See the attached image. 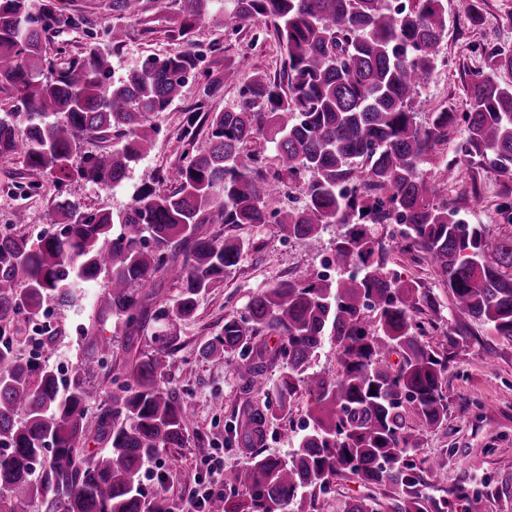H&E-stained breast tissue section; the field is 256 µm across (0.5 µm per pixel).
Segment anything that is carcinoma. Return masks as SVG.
<instances>
[{"label": "carcinoma", "mask_w": 512, "mask_h": 512, "mask_svg": "<svg viewBox=\"0 0 512 512\" xmlns=\"http://www.w3.org/2000/svg\"><path fill=\"white\" fill-rule=\"evenodd\" d=\"M211 0H183L175 21L188 41L209 21ZM237 22L273 27L283 53L279 75L256 72L241 99L208 113V146L195 147L185 128L178 185L151 184L119 210L72 212L60 205L55 229L35 239L0 236V335L21 334L41 319L45 303L70 302L77 288L109 279L105 312L130 330L151 319L168 327L194 314L200 294L217 287L240 262L244 243L199 234L202 224H267L303 245L317 243L326 224L341 228L335 261L350 270L332 279L316 273L257 292L246 314L224 319L223 333L203 352L239 353L243 389L266 395L233 420L230 442L251 451L231 493L210 512H318L333 486L358 484L341 512H448L470 498L465 486L433 483L442 461L412 458L424 433L448 419L443 395L448 347L433 348L428 329L442 320L431 288L387 276L393 253L428 261L451 293L453 317L473 318L512 340V235L494 237L469 224L460 207L436 201L421 167L448 142L456 115L444 108L417 122L415 100L430 80L448 29L442 0H226ZM142 0H112V10L137 16ZM75 27L72 17L32 0H0V157L24 158L28 186L53 178L116 184L154 147L150 115L179 96L199 56L186 50L147 56L115 74L108 55L89 46L46 70L43 35ZM486 70L468 87L466 136L454 165L470 180L491 170L503 180L498 212L512 224V53L486 52ZM262 138L276 165L250 149ZM110 146L90 155L92 142ZM81 164L74 166V157ZM294 183L302 205L269 210L280 186ZM396 224L390 242L373 225ZM183 256L178 265L175 255ZM160 272L178 283L173 305L149 311L141 288ZM277 341L269 345V338ZM336 343V377L310 372L325 340ZM131 362L123 396L102 416L97 436L107 453L78 455L93 365L76 366L60 392L56 370L12 344L0 345V512L47 501L49 512H144L146 462L182 445L194 411L158 386L173 337ZM282 366L268 394L270 365ZM375 394H370V391ZM309 396L307 420L291 457L262 454L269 424L291 418L293 402Z\"/></svg>", "instance_id": "cac0c4a2"}]
</instances>
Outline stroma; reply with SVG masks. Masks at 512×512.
Listing matches in <instances>:
<instances>
[{
  "label": "stroma",
  "mask_w": 512,
  "mask_h": 512,
  "mask_svg": "<svg viewBox=\"0 0 512 512\" xmlns=\"http://www.w3.org/2000/svg\"><path fill=\"white\" fill-rule=\"evenodd\" d=\"M50 3L53 10L79 18L78 27H60L45 35L49 53L65 49L67 56H78L88 44H96L109 54L117 73L137 68L143 58L166 56L194 47L203 54L204 70L223 71L233 66L236 82L220 85L206 100L205 112H198L202 75L189 78L182 93L166 111L155 113L152 121L158 133L153 152L129 169L118 185L105 186L72 181L62 185L46 182L41 188H29L21 156L0 158V234L37 237L50 231L63 201H71L78 210L102 208L120 210L130 205L143 184L168 190L175 186L183 151L182 133L195 125L198 147L207 145L206 112L221 111L240 99L243 87L254 72H279L283 57L277 41L265 25L227 21L218 27L207 22L196 29L193 45L174 36L173 29L181 4L168 0L160 8L156 0H143L142 12L134 17L112 10V0H35V7ZM448 12L447 34L439 48L437 67L417 100V119L428 122L441 108L464 113L469 109L467 86L474 75L486 68L478 47L499 45L512 49V0H485L484 20L472 26L466 15L465 0H445ZM123 27L127 37L114 45L108 37L112 27ZM260 40L261 50H253L252 40ZM465 134L463 121L448 129V144L439 156L423 165L424 178L434 185L439 197L456 200L467 212L471 223L489 225L493 235L512 233V225L499 221L497 213L500 179L493 171H480L476 180L458 177L447 169ZM208 236H232L249 242L238 264L223 283L197 298L193 316L176 323L170 330L174 338L158 380L161 389L191 402L194 419L184 443L167 449L158 459L159 466L143 477L147 497L163 495L168 512H179L198 479L207 473L205 459L219 450L225 474L240 472L250 462L249 450L228 443V426L234 414L250 404L263 402V395L245 392L237 377L239 355L206 356L203 346L219 334L225 318L245 314L252 296L286 279H301L322 271L334 259L336 225H326L319 246L309 249L288 240L274 224H205L200 228ZM108 285L99 278L92 287L76 292L73 303L57 306L55 318L44 326L45 335L54 339L43 351L48 365L62 362L78 364L96 360V370L86 383L93 391L84 410V425L93 442L80 453H102L104 442L95 438L101 415L112 407V398L120 392L127 364L133 355L156 348L155 324L131 331L115 328L111 317L102 315L100 301ZM449 331L466 333L464 344L452 349L445 374L448 420L440 428L425 433L416 448V459L438 458L443 462L444 486L470 485L473 489L470 512H512V341L494 336L473 320H456L444 315L438 331L432 333V346H442ZM307 412L306 399H299L291 421L270 424L263 452L288 458L296 446L302 420Z\"/></svg>",
  "instance_id": "35a3bbf8"
}]
</instances>
